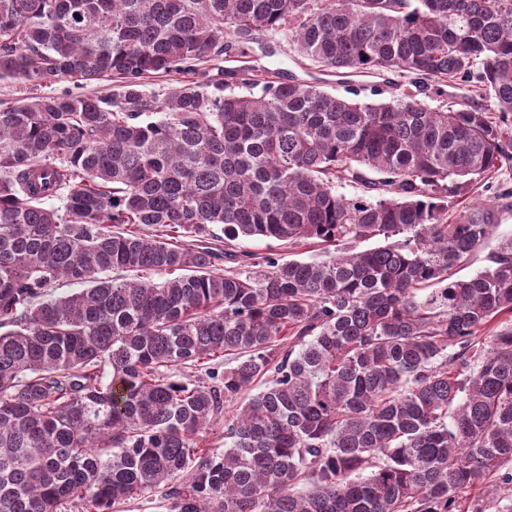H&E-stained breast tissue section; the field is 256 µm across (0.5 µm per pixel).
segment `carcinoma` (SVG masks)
Returning a JSON list of instances; mask_svg holds the SVG:
<instances>
[{
  "label": "carcinoma",
  "instance_id": "carcinoma-1",
  "mask_svg": "<svg viewBox=\"0 0 512 512\" xmlns=\"http://www.w3.org/2000/svg\"><path fill=\"white\" fill-rule=\"evenodd\" d=\"M416 2L0 0L1 79L118 82L0 108V512L159 490L169 512H454L512 462V330L477 340L512 315V238L452 279L509 203L448 221L512 157V0ZM271 31L338 71L475 78L491 108L222 74L145 89ZM60 279L86 288L53 298ZM187 363L210 382L173 379ZM214 424L222 450L201 447ZM239 242L240 247L248 251L256 252L259 254L258 256L274 253L287 261L291 259L312 260L313 256L318 253L317 247L314 245H306L301 248L292 249L288 248V245H280L278 242L260 239H245Z\"/></svg>",
  "mask_w": 512,
  "mask_h": 512
}]
</instances>
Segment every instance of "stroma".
<instances>
[{
	"label": "stroma",
	"mask_w": 512,
	"mask_h": 512,
	"mask_svg": "<svg viewBox=\"0 0 512 512\" xmlns=\"http://www.w3.org/2000/svg\"><path fill=\"white\" fill-rule=\"evenodd\" d=\"M223 74L227 83L250 74L259 81L292 77L319 86L338 96H358L364 102L387 101L411 85L412 77L394 71L341 74L312 65L298 53L295 43L284 35L266 34L247 54L211 56L195 62L191 70L173 75H153L145 80L149 93L163 98L184 81H199L205 75ZM512 464L506 465L491 487L478 486L459 498L456 512H512V483L507 476Z\"/></svg>",
	"instance_id": "35a3bbf8"
}]
</instances>
